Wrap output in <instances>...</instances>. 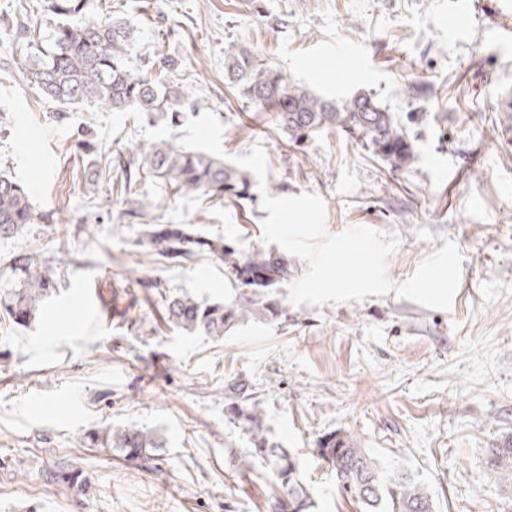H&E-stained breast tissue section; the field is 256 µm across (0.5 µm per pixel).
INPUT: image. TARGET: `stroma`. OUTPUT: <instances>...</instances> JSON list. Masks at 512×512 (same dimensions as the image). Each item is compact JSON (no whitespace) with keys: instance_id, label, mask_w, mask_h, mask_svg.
Instances as JSON below:
<instances>
[{"instance_id":"1","label":"stroma","mask_w":512,"mask_h":512,"mask_svg":"<svg viewBox=\"0 0 512 512\" xmlns=\"http://www.w3.org/2000/svg\"><path fill=\"white\" fill-rule=\"evenodd\" d=\"M109 0L136 28V50L167 57L174 77L225 125L223 149L262 145L265 190L209 203L164 182L138 181L146 208L126 215L112 191L139 159L130 144L183 133L163 119L98 106L58 111L15 64L16 21L47 36L41 0H0V173L25 186L34 220L0 240V289L16 284L20 252L51 258L56 288L20 327L0 317V512H266L269 471L240 473L229 449L248 434L224 415V382L246 379L272 437L313 486L315 512H358L312 450L348 431L390 466L419 475L437 512H512L491 449L512 443V141L497 98L512 89V14L498 0ZM246 48L316 94L376 96L414 144L394 171L361 142L322 132L293 143L224 77V52ZM426 95H417V88ZM315 193L334 235L364 226L399 237L387 263L409 278L445 241L462 256L452 307L395 295L293 305L307 270L289 257L268 297L282 313L216 340L165 325L159 289L201 302L237 284L214 257L171 265L142 236L147 224H192L237 251L264 250L262 193ZM158 279L129 288L128 277ZM135 426L164 442L130 464L89 432Z\"/></svg>"}]
</instances>
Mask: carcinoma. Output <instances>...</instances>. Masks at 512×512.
I'll list each match as a JSON object with an SVG mask.
<instances>
[{
    "label": "carcinoma",
    "instance_id": "carcinoma-1",
    "mask_svg": "<svg viewBox=\"0 0 512 512\" xmlns=\"http://www.w3.org/2000/svg\"><path fill=\"white\" fill-rule=\"evenodd\" d=\"M43 8L59 18L51 42L43 47L28 37L26 55L16 64L30 85L60 111L89 104L114 111L133 109L150 120L162 117L176 124L185 109L196 106L188 91L173 80L170 60L143 57L133 64L135 28L112 17L105 0H46ZM224 76L259 111L274 113L280 129L295 142L332 129L365 140L368 151L392 170H403L413 162V143L405 127L373 95L363 93L341 102L319 97L245 48L224 51ZM498 112L500 124L512 131V94L498 101ZM133 153L141 158V165L135 173L126 174L122 188L130 214L144 208V202L131 193L142 174L164 181L183 195L212 200H222L227 193L242 199L248 196L250 177L206 154L167 142L140 143ZM32 219L27 190L0 175V239L23 235ZM143 233L171 263L188 261L199 253L215 257L241 288L229 304L204 303L187 294L162 296V319L168 325L218 340L236 323L280 313L279 306L267 300V293L288 278L286 256L273 251L239 253L222 239L202 235L192 224H148ZM12 266L20 278L19 287L6 293L0 306L13 322L28 324L52 293L51 268L31 253L13 257ZM224 408L228 420L238 423L250 438L251 447L233 451L236 469L244 473L254 460L269 469L268 512H288L285 501L293 512H311L315 507L312 487L298 459L265 428L262 411L245 380L225 383ZM89 442L117 449L126 461L153 460L162 448L157 435L136 427L92 432ZM316 454L359 512H435L431 492L415 473L386 466L350 432L321 440ZM488 466L501 482L511 484L512 446L493 449Z\"/></svg>",
    "mask_w": 512,
    "mask_h": 512
}]
</instances>
